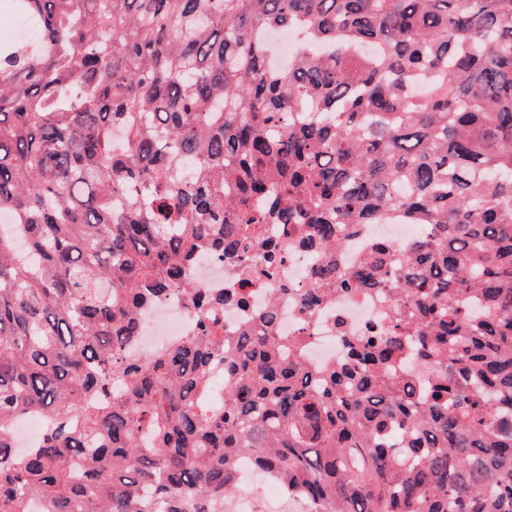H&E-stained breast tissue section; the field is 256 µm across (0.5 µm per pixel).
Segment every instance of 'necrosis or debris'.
Wrapping results in <instances>:
<instances>
[{
    "label": "necrosis or debris",
    "mask_w": 512,
    "mask_h": 512,
    "mask_svg": "<svg viewBox=\"0 0 512 512\" xmlns=\"http://www.w3.org/2000/svg\"><path fill=\"white\" fill-rule=\"evenodd\" d=\"M414 224L395 220L357 226L346 236V244L337 253L344 267L354 266L375 243L384 241L395 250L407 248L418 236ZM324 261L319 251L302 248L290 250L282 263L274 284L257 283L248 289L246 306L227 305L219 312L226 335H237L255 326L256 315L269 304H276L277 335L303 336L306 365L313 370L338 362L348 353L350 339L384 330L395 312L391 289L370 288L354 294L337 291L314 315H306L300 306V290L314 278ZM189 276L200 288L210 293L238 287L239 281L229 262L214 253H200L189 269ZM197 314L185 296L171 292L162 300L142 309L140 336L127 349L130 357L146 358L164 349L174 340L193 334Z\"/></svg>",
    "instance_id": "4bbe7bcc"
}]
</instances>
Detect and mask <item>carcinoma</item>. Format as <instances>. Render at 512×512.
<instances>
[{"instance_id": "obj_1", "label": "carcinoma", "mask_w": 512, "mask_h": 512, "mask_svg": "<svg viewBox=\"0 0 512 512\" xmlns=\"http://www.w3.org/2000/svg\"><path fill=\"white\" fill-rule=\"evenodd\" d=\"M21 5L44 45L0 49V216L39 262L0 235V512H224L240 457L309 512H512V0ZM296 25L266 68L258 32ZM391 219L429 234L336 261ZM266 224L329 255L307 312L387 283L408 310L316 372L272 305L224 335L288 253ZM204 250L241 288L188 280ZM172 288L195 334L129 357ZM26 412L55 426L18 455ZM300 39V33L293 28L263 33L269 65L278 69L287 67L297 54Z\"/></svg>"}]
</instances>
